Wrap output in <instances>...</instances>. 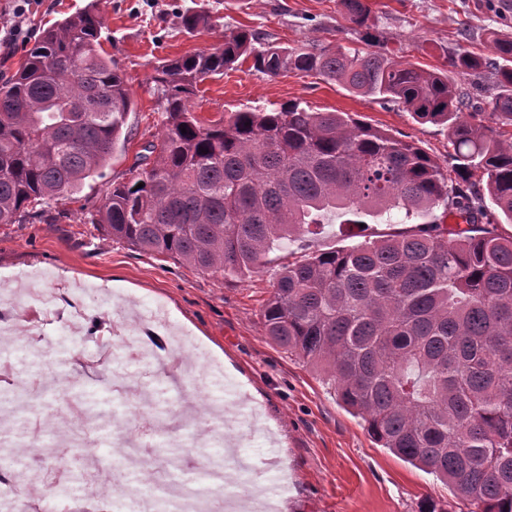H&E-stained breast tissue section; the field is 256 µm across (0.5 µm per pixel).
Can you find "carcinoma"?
I'll return each instance as SVG.
<instances>
[{
	"label": "carcinoma",
	"instance_id": "obj_1",
	"mask_svg": "<svg viewBox=\"0 0 512 512\" xmlns=\"http://www.w3.org/2000/svg\"><path fill=\"white\" fill-rule=\"evenodd\" d=\"M350 22L363 0H341ZM189 33L209 17L186 11ZM84 9L41 31L0 81V224L46 218V206L112 155L132 108L121 70ZM495 57L462 50L451 66L495 78L482 111L448 82L390 51L314 44L255 46L240 31L207 51L168 59L151 76L162 134L149 169L115 182L87 216L103 236L212 275L260 271L266 255L338 210L423 223L281 267L262 320L266 336L312 368L370 437L448 484L468 512H512V40L488 31ZM270 77L316 74L448 127L451 171L415 143L346 112L296 102L205 123L198 86L240 59ZM187 133H181V129Z\"/></svg>",
	"mask_w": 512,
	"mask_h": 512
}]
</instances>
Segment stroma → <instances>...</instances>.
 Returning a JSON list of instances; mask_svg holds the SVG:
<instances>
[{
	"label": "stroma",
	"mask_w": 512,
	"mask_h": 512,
	"mask_svg": "<svg viewBox=\"0 0 512 512\" xmlns=\"http://www.w3.org/2000/svg\"><path fill=\"white\" fill-rule=\"evenodd\" d=\"M367 29L351 24L340 0H38L17 18L14 0H0V30L22 21L24 37L0 46V77L13 74L43 27L96 6L100 43L121 69L133 110L125 145L67 199L52 204L53 224L0 225V471L15 475L23 493H0V512H113L116 481L136 483L140 462L153 471L151 496L173 512L185 483L203 463L236 452L247 464L234 473L237 496H279L288 512H420L433 502L443 512L465 506L434 476L405 463L368 435L320 377L264 334L262 305L282 265L338 247L401 232L354 211L331 214L314 232L269 252L262 272L222 277L173 258L130 249L78 220L96 209L112 181L140 172L138 154L164 129L151 90L155 67L167 59L223 44L246 29L263 43L302 48L314 43L364 49V34L399 50L403 60L447 70L470 106L485 107L489 86L450 68L466 48L489 55L487 30L512 36V0H365ZM206 12L208 29L190 35L186 9ZM288 102L317 112H346L415 142L449 168L448 129L421 124L397 104L354 95L315 76L269 77L244 60L206 79L191 100L201 119ZM135 325L154 333L148 357L127 359L112 329ZM182 343L185 360L168 352ZM164 410L155 437L137 434L142 394L138 373ZM207 411L196 415L195 386ZM118 411L126 426L104 432L98 410ZM31 451L15 457L17 443ZM177 451L170 472L164 449Z\"/></svg>",
	"instance_id": "35a3bbf8"
}]
</instances>
